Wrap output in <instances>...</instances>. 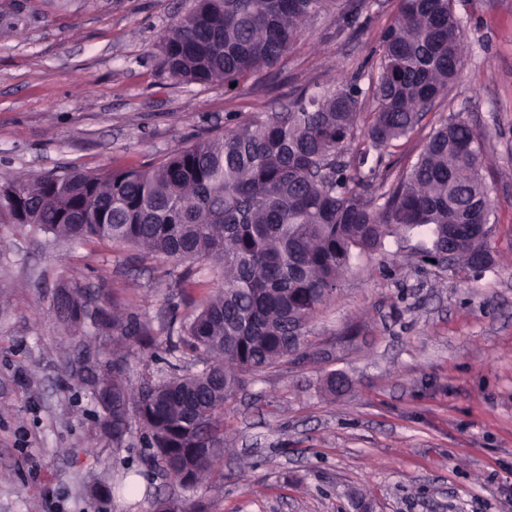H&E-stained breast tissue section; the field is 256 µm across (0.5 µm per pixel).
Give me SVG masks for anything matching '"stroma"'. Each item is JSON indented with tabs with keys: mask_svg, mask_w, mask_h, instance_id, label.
Returning <instances> with one entry per match:
<instances>
[{
	"mask_svg": "<svg viewBox=\"0 0 512 512\" xmlns=\"http://www.w3.org/2000/svg\"><path fill=\"white\" fill-rule=\"evenodd\" d=\"M192 0H0V176L147 168L171 151L263 117L298 95L357 80L362 112L399 0H331L275 66L225 90L158 65L161 36ZM463 69L410 137L392 177L441 122L484 135L493 261L481 273L430 262L418 235L363 254L307 325L305 344L248 375L224 413L220 473L183 489L101 428L91 372L112 339L59 322L68 282L150 323L126 377L160 378L177 300L161 256L69 240L0 213V512H512V0H454ZM89 347L91 360L81 349ZM346 387L332 392L331 375Z\"/></svg>",
	"mask_w": 512,
	"mask_h": 512,
	"instance_id": "1",
	"label": "stroma"
}]
</instances>
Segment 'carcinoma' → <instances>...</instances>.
<instances>
[{
	"label": "carcinoma",
	"instance_id": "1",
	"mask_svg": "<svg viewBox=\"0 0 512 512\" xmlns=\"http://www.w3.org/2000/svg\"><path fill=\"white\" fill-rule=\"evenodd\" d=\"M326 0H194L165 34L159 64L185 83L229 88L276 65ZM448 0H400L382 36L363 123L362 89L293 99L279 112L177 149L149 168L102 174L47 172L0 181V211L76 240L137 247L171 262L185 297L203 292L198 312L168 325V337L207 355L198 372L171 365L169 377L128 385L114 356L94 380L102 428L122 448L136 418L150 459L185 489H195L224 458V407L245 384L303 344L309 319L336 292L355 253L391 236L421 232L433 258L450 250L469 267L489 255L463 218L491 212L481 177L482 136L462 119L445 122L417 161L388 190L385 154L410 136L448 93L464 62V43L448 45ZM202 264L210 280L195 277ZM58 315L67 328L147 336L133 314L112 312L77 287L61 286Z\"/></svg>",
	"mask_w": 512,
	"mask_h": 512
}]
</instances>
